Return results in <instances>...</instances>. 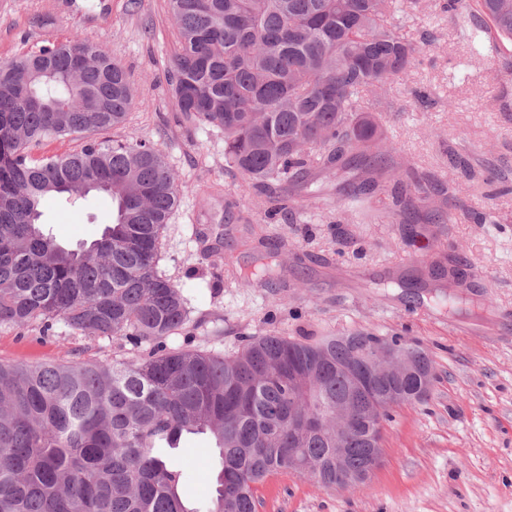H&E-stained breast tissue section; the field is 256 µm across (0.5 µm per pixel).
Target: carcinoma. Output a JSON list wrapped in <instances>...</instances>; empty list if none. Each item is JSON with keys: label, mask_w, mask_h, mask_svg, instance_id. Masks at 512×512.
Listing matches in <instances>:
<instances>
[{"label": "carcinoma", "mask_w": 512, "mask_h": 512, "mask_svg": "<svg viewBox=\"0 0 512 512\" xmlns=\"http://www.w3.org/2000/svg\"><path fill=\"white\" fill-rule=\"evenodd\" d=\"M177 24L169 83L189 121L224 131V159L243 185L298 206L313 169L336 176L353 208L384 194L402 217L446 224L430 205L463 187L393 173L392 149L367 104L419 65L402 34L404 8L421 0H168ZM474 44L485 28L512 44V0H446ZM135 106L128 75L97 43L62 42L0 60V325L60 320L73 336L149 345L137 361L0 362V512H198L182 471L158 445L207 434L222 460L209 512H258V486L281 471L318 468L336 486L360 475L373 451L365 433L378 395L351 366L377 334L318 340L250 336L236 353L169 348L189 321L180 288L158 270L162 232L177 206L175 173L136 140H99ZM79 150L34 157L49 141ZM104 192L112 212L89 247L68 250L42 231L41 207ZM392 341L426 373L421 347Z\"/></svg>", "instance_id": "1"}]
</instances>
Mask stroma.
Returning <instances> with one entry per match:
<instances>
[{"label": "stroma", "mask_w": 512, "mask_h": 512, "mask_svg": "<svg viewBox=\"0 0 512 512\" xmlns=\"http://www.w3.org/2000/svg\"><path fill=\"white\" fill-rule=\"evenodd\" d=\"M443 0L405 16L410 33L433 34L420 64L395 83L379 124L394 158L448 183L461 180L454 158L493 181L472 183L448 200L447 224L423 227L408 242L391 222H362L336 200V180L320 177L314 196L293 215L256 190L238 191L240 175L224 163V133L186 121L168 84L176 25L167 0H0V60L78 33L102 45L125 68L136 105L113 139L143 140L162 153L180 185L179 204L161 238L159 268L186 299L189 322L171 347L228 354L247 336H342L357 330L400 336L429 352L434 380L427 402L394 408L383 427V457L368 484L325 488L279 471L259 485V512H512V46L475 69V47L441 12ZM430 94L418 104L414 93ZM106 195L81 209L47 199L46 233L68 248L90 244ZM219 236L230 263L199 255L198 225ZM456 249L475 313L456 318L438 304L440 290L419 260ZM278 264L263 282L242 274L261 254ZM122 339L70 336L63 324L0 325V362L136 360ZM173 458L183 466V493L209 499L221 468L205 434L183 435Z\"/></svg>", "instance_id": "1"}]
</instances>
